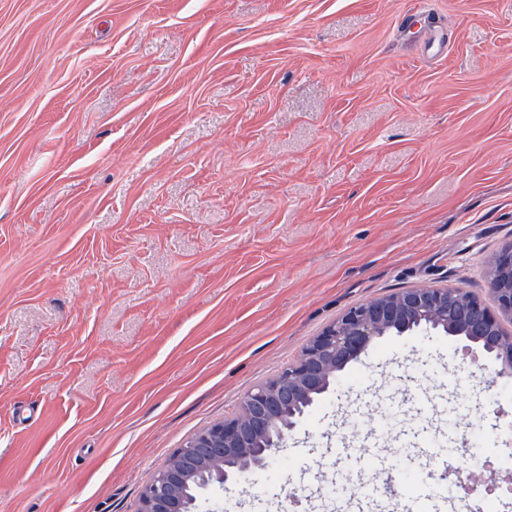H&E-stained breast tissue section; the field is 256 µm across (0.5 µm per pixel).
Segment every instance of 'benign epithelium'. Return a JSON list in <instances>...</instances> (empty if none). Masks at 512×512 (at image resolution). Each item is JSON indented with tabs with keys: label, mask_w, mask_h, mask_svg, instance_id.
<instances>
[{
	"label": "benign epithelium",
	"mask_w": 512,
	"mask_h": 512,
	"mask_svg": "<svg viewBox=\"0 0 512 512\" xmlns=\"http://www.w3.org/2000/svg\"><path fill=\"white\" fill-rule=\"evenodd\" d=\"M497 310L470 300L475 317L450 324L447 288H407L346 310L303 347L297 359L253 388L238 411L190 439L155 471L142 489L139 512H195L209 492L266 469L288 433L337 375L375 340L396 333L442 332L496 352L492 381L512 379V336L487 329L512 319V242L488 261Z\"/></svg>",
	"instance_id": "benign-epithelium-1"
}]
</instances>
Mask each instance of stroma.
I'll list each match as a JSON object with an SVG mask.
<instances>
[{"instance_id":"obj_1","label":"stroma","mask_w":512,"mask_h":512,"mask_svg":"<svg viewBox=\"0 0 512 512\" xmlns=\"http://www.w3.org/2000/svg\"><path fill=\"white\" fill-rule=\"evenodd\" d=\"M512 0H0V512H137L151 474L350 307L494 299ZM388 335L223 496L292 512L380 420L481 475L512 381ZM322 472L325 483L311 480Z\"/></svg>"}]
</instances>
